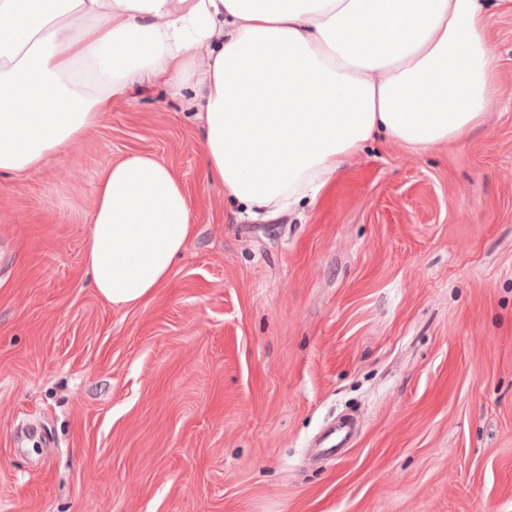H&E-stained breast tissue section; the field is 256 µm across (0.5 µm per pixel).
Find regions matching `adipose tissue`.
<instances>
[{"label":"adipose tissue","instance_id":"obj_1","mask_svg":"<svg viewBox=\"0 0 512 512\" xmlns=\"http://www.w3.org/2000/svg\"><path fill=\"white\" fill-rule=\"evenodd\" d=\"M487 23L481 0H0V174L64 154L149 79L198 112L225 196L267 212L314 202L376 140L426 152L481 124L498 94ZM191 211L154 154L106 167L92 288L151 299Z\"/></svg>","mask_w":512,"mask_h":512}]
</instances>
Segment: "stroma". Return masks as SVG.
Returning <instances> with one entry per match:
<instances>
[{
	"label": "stroma",
	"mask_w": 512,
	"mask_h": 512,
	"mask_svg": "<svg viewBox=\"0 0 512 512\" xmlns=\"http://www.w3.org/2000/svg\"><path fill=\"white\" fill-rule=\"evenodd\" d=\"M488 35L478 128L374 143L289 211L225 198L160 84L0 176V512H512V11ZM140 152L193 234L129 308L89 284L86 218Z\"/></svg>",
	"instance_id": "35a3bbf8"
}]
</instances>
